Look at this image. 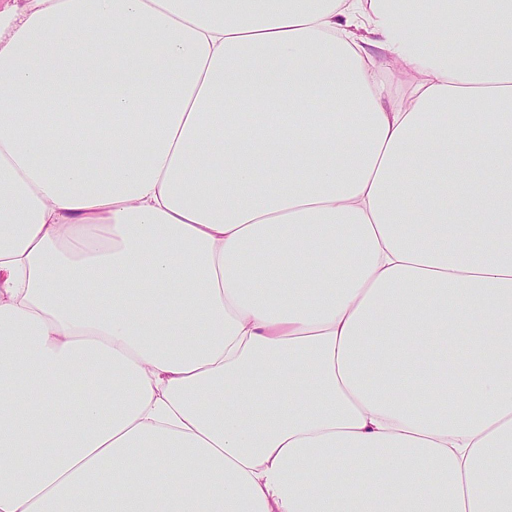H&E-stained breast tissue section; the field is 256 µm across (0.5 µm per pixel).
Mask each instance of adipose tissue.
I'll use <instances>...</instances> for the list:
<instances>
[{
  "label": "adipose tissue",
  "mask_w": 512,
  "mask_h": 512,
  "mask_svg": "<svg viewBox=\"0 0 512 512\" xmlns=\"http://www.w3.org/2000/svg\"><path fill=\"white\" fill-rule=\"evenodd\" d=\"M511 447L512 0H0V512H512Z\"/></svg>",
  "instance_id": "obj_1"
}]
</instances>
